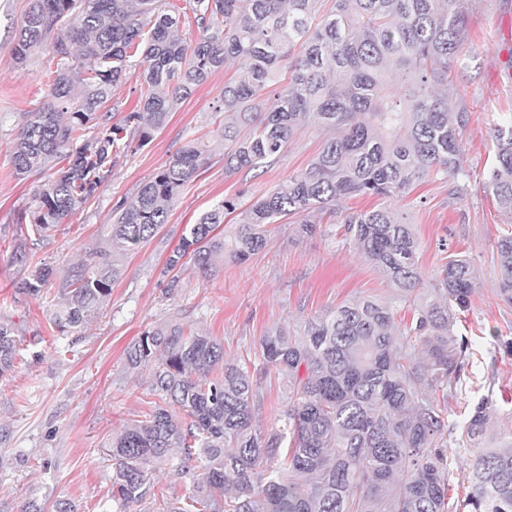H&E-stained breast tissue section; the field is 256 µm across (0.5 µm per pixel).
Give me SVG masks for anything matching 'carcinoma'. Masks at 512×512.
<instances>
[{
	"mask_svg": "<svg viewBox=\"0 0 512 512\" xmlns=\"http://www.w3.org/2000/svg\"><path fill=\"white\" fill-rule=\"evenodd\" d=\"M470 0H190L198 38L179 35L167 0H32L18 59L57 32L50 102L27 113L15 139L21 179L48 174L32 210L17 219L26 241L50 236L93 198L118 160L144 146L192 92L220 68L229 170L274 164L298 129L332 130L308 166L243 208L223 200L188 224L169 252V288L191 264L210 270L246 261L290 218L311 234L343 199L406 196L439 176L465 175L462 132L450 79L467 30ZM141 67L139 105L122 124L106 104L127 69ZM495 165L484 189L512 215V117L494 129ZM190 139L104 225L105 245L63 280L53 298L58 328L103 314L121 259L155 237L180 191L206 163ZM233 215L235 227L221 226ZM344 232L407 300L422 279L411 225L388 206L347 216ZM498 289L512 303V232L497 242ZM50 272L23 269L19 293L44 294ZM474 292L467 259L450 256L410 322L391 303L359 299L308 321L297 335L262 337V362L224 360L218 339L180 325L146 331L126 367L148 373L152 409L124 426L107 449L112 499L149 498L158 512H512V427L482 447L495 412L483 398L468 411L458 445L474 450L471 490L448 501V391L463 385L455 312ZM21 355L15 327L0 323V377ZM288 383L279 423L254 420L261 379ZM171 465L180 496L160 495L152 474Z\"/></svg>",
	"mask_w": 512,
	"mask_h": 512,
	"instance_id": "obj_1",
	"label": "carcinoma"
}]
</instances>
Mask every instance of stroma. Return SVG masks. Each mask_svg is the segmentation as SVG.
<instances>
[{"mask_svg": "<svg viewBox=\"0 0 512 512\" xmlns=\"http://www.w3.org/2000/svg\"><path fill=\"white\" fill-rule=\"evenodd\" d=\"M29 5L0 0V319L14 324L23 354L21 364L0 378V512H18L33 492L47 506L70 500L78 512H151L148 503L126 508L112 500V464L105 453L113 433L148 408L144 376L125 368V351L142 332L177 324L216 337L225 359L243 364L258 358L268 329H299L348 301H387L397 318L408 320L416 304L398 299L344 236L339 220L319 224L310 236L282 225L261 253L244 262L225 259L208 274L187 268L176 291H169L163 263L186 225L222 200L245 206L265 195L305 168L325 139L305 128L268 169H225L224 138L214 132L213 112L229 76L221 68L147 144L120 158L95 199L52 236L26 246L32 266L53 269L49 286L57 288L89 248L100 245L117 203L133 196L187 139L206 136L207 165L183 188L158 235L123 257L104 315L87 327L58 331L49 304L14 288L20 270L16 222L41 179L15 176L11 146L24 113L49 100L45 73L51 65L47 43L25 61L16 58ZM453 73L458 103L471 115L462 140L468 175L423 183L392 206L420 243L417 295L426 296L449 255L467 258L473 268L472 303L454 327L465 342L460 361L467 385L448 395V424L462 430L466 407L489 398L496 406L490 423L495 431L512 422V304L499 297L496 252L512 219L482 184L494 161L492 129L512 116V0H473Z\"/></svg>", "mask_w": 512, "mask_h": 512, "instance_id": "35a3bbf8", "label": "stroma"}]
</instances>
